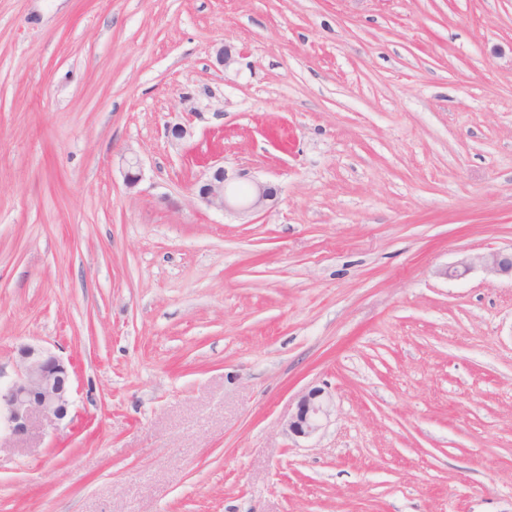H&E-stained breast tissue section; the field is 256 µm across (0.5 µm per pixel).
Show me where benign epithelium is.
Masks as SVG:
<instances>
[{
    "instance_id": "benign-epithelium-1",
    "label": "benign epithelium",
    "mask_w": 512,
    "mask_h": 512,
    "mask_svg": "<svg viewBox=\"0 0 512 512\" xmlns=\"http://www.w3.org/2000/svg\"><path fill=\"white\" fill-rule=\"evenodd\" d=\"M124 181L135 188L141 181L140 160L134 154L124 158ZM205 171L191 186L192 195L204 206L230 213L244 220L273 208L278 189L269 182L251 180L248 193L235 188L236 176L229 174L224 163H204ZM480 267L490 274L512 276V250H493L460 259L452 270L442 275L458 277ZM19 362L12 378L0 380V424L10 435L24 436L38 417L64 420L71 406V363L40 346L23 344L18 349ZM333 411L330 393L320 387L303 391L288 413L285 432L308 438L317 433Z\"/></svg>"
}]
</instances>
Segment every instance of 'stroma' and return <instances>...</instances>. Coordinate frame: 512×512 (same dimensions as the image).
<instances>
[{"label": "stroma", "instance_id": "1", "mask_svg": "<svg viewBox=\"0 0 512 512\" xmlns=\"http://www.w3.org/2000/svg\"><path fill=\"white\" fill-rule=\"evenodd\" d=\"M510 247L512 0H0V369L74 368L0 512H512ZM202 176L194 181L192 195L204 206L230 213L244 220L272 209L278 202V189L269 182L252 179L248 193L239 195L235 188V175H229L222 160L204 163ZM475 267H481L490 274L510 275L512 279V247L507 250H493L476 256H466L460 259L453 270L441 271L448 278L462 276ZM333 411L330 393L320 387H312L303 391L288 413L285 432L295 437L308 438L317 433L324 420Z\"/></svg>", "mask_w": 512, "mask_h": 512}]
</instances>
